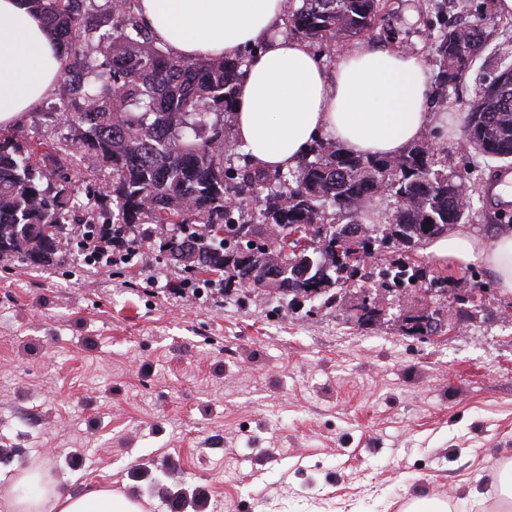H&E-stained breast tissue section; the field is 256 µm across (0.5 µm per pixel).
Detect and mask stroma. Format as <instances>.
I'll list each match as a JSON object with an SVG mask.
<instances>
[{"instance_id":"1","label":"stroma","mask_w":512,"mask_h":512,"mask_svg":"<svg viewBox=\"0 0 512 512\" xmlns=\"http://www.w3.org/2000/svg\"><path fill=\"white\" fill-rule=\"evenodd\" d=\"M389 3L363 42L434 63L418 0ZM494 66L487 55L457 88L432 84L453 124L424 134L441 169L465 171V227L484 238L508 228L492 192L502 169L460 143ZM85 231L66 225L47 265L0 254V502L34 468L54 492L109 489L143 512H405L422 497L502 512L512 295L484 267L398 244L368 265L420 267L415 289L363 279L326 305L237 288L217 306L160 294L186 275L170 231L109 273L83 263ZM365 295L381 311L369 328L354 309ZM425 308L445 326L410 335Z\"/></svg>"}]
</instances>
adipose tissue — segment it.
Masks as SVG:
<instances>
[{"label": "adipose tissue", "mask_w": 512, "mask_h": 512, "mask_svg": "<svg viewBox=\"0 0 512 512\" xmlns=\"http://www.w3.org/2000/svg\"><path fill=\"white\" fill-rule=\"evenodd\" d=\"M157 44L185 59L254 48L233 106L234 136L262 169L295 168L321 136L353 155H403L447 114L429 105L431 73L416 54L359 43L327 68L307 41L284 32L285 0H138ZM61 62L52 37L24 0H0V125H12L52 95ZM428 251L464 268L489 269L512 295V233L492 239L458 228ZM55 512H141L134 499L99 490L52 496Z\"/></svg>", "instance_id": "1"}]
</instances>
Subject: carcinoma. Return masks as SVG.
I'll return each mask as SVG.
<instances>
[{
  "label": "carcinoma",
  "mask_w": 512,
  "mask_h": 512,
  "mask_svg": "<svg viewBox=\"0 0 512 512\" xmlns=\"http://www.w3.org/2000/svg\"><path fill=\"white\" fill-rule=\"evenodd\" d=\"M46 24L61 61L57 106L46 113L67 130L47 154L56 183L24 150L18 130L0 132V254L32 263L57 253L68 217L82 207L69 171L74 164L109 169L92 191L112 207L113 231L140 224H198L202 231L168 241L184 266L224 274V287L247 285L285 299L337 300L332 289L359 274L377 241L411 244L462 223L463 175L434 169L423 144L397 158L351 156L319 141L284 173L224 166L235 146L232 107L243 62L184 60L157 45L136 12L137 0H24ZM385 0H289L287 28L322 45L371 32ZM478 22L454 19L430 28L440 83L454 88L485 48ZM469 106L465 139L490 159L512 164V44ZM386 184L395 197L392 222L367 225L358 208ZM262 196L260 228L250 232L243 202ZM348 223H342V220ZM307 238L289 241L295 234ZM387 292L422 277L399 263L380 269Z\"/></svg>",
  "instance_id": "cac0c4a2"
}]
</instances>
